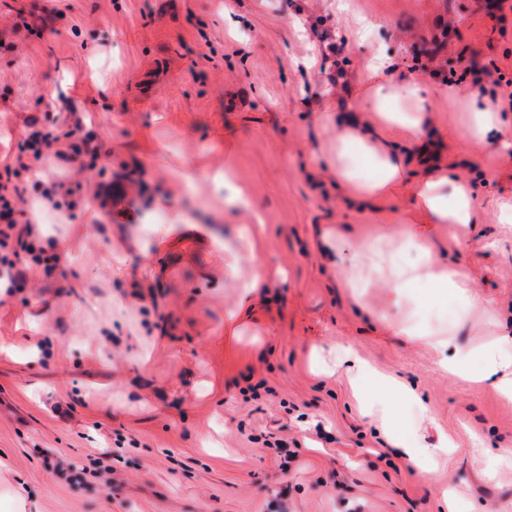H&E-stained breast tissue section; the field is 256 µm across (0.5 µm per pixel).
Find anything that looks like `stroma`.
<instances>
[{
	"instance_id": "35a3bbf8",
	"label": "stroma",
	"mask_w": 512,
	"mask_h": 512,
	"mask_svg": "<svg viewBox=\"0 0 512 512\" xmlns=\"http://www.w3.org/2000/svg\"><path fill=\"white\" fill-rule=\"evenodd\" d=\"M448 48L436 61L422 51ZM400 73L512 77V12L489 0H0V166L27 120L69 113L98 138L81 190L40 212L52 276L0 299V512H512V399L441 370L399 326L445 325L468 350L512 328V108L486 140L460 102L430 114L439 161L475 187L477 223L430 225L436 260L464 269L493 309L409 283L345 288L326 230L374 239L402 265L411 180L367 205L335 176L336 140L363 105L378 51ZM343 71L348 87L330 82ZM483 180H476V173ZM112 183L100 201L92 186ZM262 220L250 247L246 230ZM264 267L236 335L224 314ZM352 346L414 388L399 428L453 443L428 469L396 458L363 406L378 391L333 368ZM331 371H324V364ZM55 455L83 471L69 481ZM503 464L489 466L494 457ZM113 484L97 478L99 466Z\"/></svg>"
}]
</instances>
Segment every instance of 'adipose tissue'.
<instances>
[{
  "label": "adipose tissue",
  "mask_w": 512,
  "mask_h": 512,
  "mask_svg": "<svg viewBox=\"0 0 512 512\" xmlns=\"http://www.w3.org/2000/svg\"><path fill=\"white\" fill-rule=\"evenodd\" d=\"M457 100L455 85L442 86L425 79L399 78L387 56H376L372 75L366 86L365 103L378 113L386 131L379 148L370 145L373 132L352 125L339 136L341 152L336 156V178L351 179L352 172L345 163V154L356 149L373 158L376 175L358 183L361 199L378 198L388 194L404 174L405 159L413 154L428 136L430 112L437 95ZM418 206L416 221L420 224H472L476 221V201L471 191L450 179L447 173L421 179L417 185ZM329 258L340 271L349 287L370 285L373 279L388 278L395 294H402L412 280L429 281L436 292L452 293L463 310L490 306V299L470 292L465 277L452 266H442L428 258L418 266L398 264L394 254L379 250L362 252L350 248L341 254L338 247H331ZM481 360L480 376L491 381L503 395L512 397V336L502 335L477 351ZM378 416L381 434L385 440H397L404 459L425 468L448 451L441 445L430 448L414 437L396 439L398 425L390 409L386 394H379L372 403Z\"/></svg>",
  "instance_id": "1"
}]
</instances>
